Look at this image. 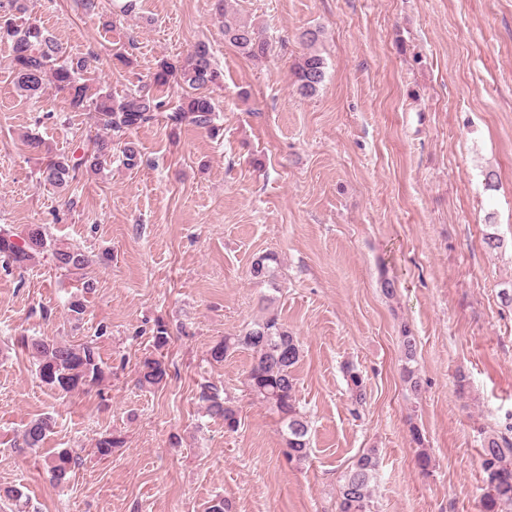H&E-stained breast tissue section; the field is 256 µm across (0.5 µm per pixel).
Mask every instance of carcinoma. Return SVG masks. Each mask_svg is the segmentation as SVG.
<instances>
[{
  "mask_svg": "<svg viewBox=\"0 0 512 512\" xmlns=\"http://www.w3.org/2000/svg\"><path fill=\"white\" fill-rule=\"evenodd\" d=\"M10 13L0 16V41L8 43L14 81L25 96H35L51 89L65 97L74 112L95 113L99 134L92 148L79 156L47 154L41 177L53 186L77 181L81 176L100 170L112 156V147H120L122 162L129 169L140 168L144 158L127 134L145 125L163 123L172 129L193 125L209 132L217 130L216 105L210 91L224 82V72L218 67L212 47L205 41L195 43L188 53L176 61L158 60L150 83L141 86L117 100L111 93L89 94L85 74L89 60L69 58L59 45L37 23L26 18L29 0H8ZM216 14L224 27V39L241 55L257 62L273 53V44L260 28L236 17L232 0H215ZM322 30H304L300 39L306 46L293 67V85L302 97L314 95L327 78L325 58L314 50L321 40ZM51 254L57 272L76 275L89 264L83 251L60 247L53 243L47 228L41 224L28 227L22 241H15L7 233L0 234V264L23 267L35 257ZM279 259L269 252L252 264L251 275L258 282L276 287ZM93 283H82L80 293L68 303L70 316L82 318L87 309V295ZM106 330L80 344L69 341L29 338L22 339L24 350L32 358L35 374L47 389L61 395L98 385L105 376V362L99 351V339ZM166 322L158 320L151 329L150 351L136 364L137 383L152 390L166 384L170 364L165 350L171 343ZM403 364L402 378L407 390L414 396L421 391V377L417 362V343L408 330L401 336ZM251 352V363L246 371L245 391L265 402L279 417L288 461L297 465L310 456V424L301 411L296 396L297 378L293 368L300 360L301 346L275 314L263 317L235 336H226L208 350L209 363H222L238 350ZM351 403L361 407L366 400V387L360 373L349 363L343 366ZM199 400L207 414L224 422L227 432L237 431L240 424L239 407L235 397L215 385L200 386ZM53 428V420L42 417L28 422L21 431L20 448L40 447ZM412 442L418 448L417 465L423 472L432 467L422 431L411 430ZM122 435L113 433L95 441V453L101 459L112 456L122 448ZM80 464V457L68 448H61L45 460L50 481L65 487L70 473ZM379 466L376 448L362 452L343 474L336 501V512H371L375 474ZM481 468L484 474L482 512H512V439L503 434L483 438Z\"/></svg>",
  "mask_w": 512,
  "mask_h": 512,
  "instance_id": "carcinoma-1",
  "label": "carcinoma"
}]
</instances>
